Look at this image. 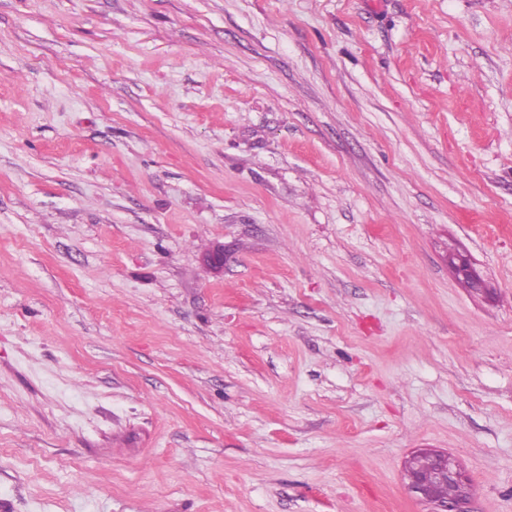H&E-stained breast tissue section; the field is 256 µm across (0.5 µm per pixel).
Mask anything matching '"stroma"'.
<instances>
[{
    "instance_id": "stroma-1",
    "label": "stroma",
    "mask_w": 512,
    "mask_h": 512,
    "mask_svg": "<svg viewBox=\"0 0 512 512\" xmlns=\"http://www.w3.org/2000/svg\"><path fill=\"white\" fill-rule=\"evenodd\" d=\"M421 450L512 512V0H0V512H428Z\"/></svg>"
}]
</instances>
